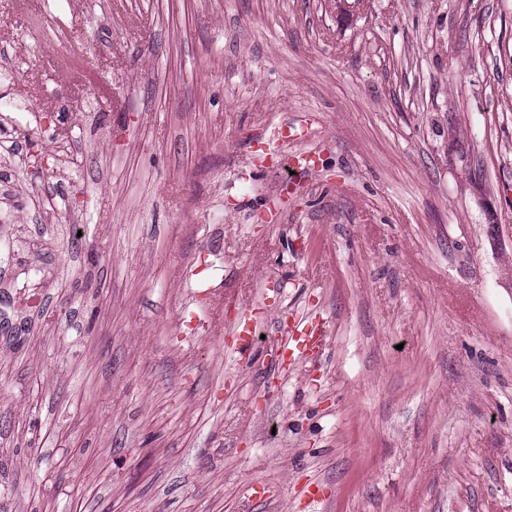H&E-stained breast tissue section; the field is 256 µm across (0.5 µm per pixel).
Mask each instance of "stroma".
I'll use <instances>...</instances> for the list:
<instances>
[{
  "instance_id": "1",
  "label": "stroma",
  "mask_w": 512,
  "mask_h": 512,
  "mask_svg": "<svg viewBox=\"0 0 512 512\" xmlns=\"http://www.w3.org/2000/svg\"><path fill=\"white\" fill-rule=\"evenodd\" d=\"M1 102L0 512H512V0H0ZM305 135L306 127L304 124L300 123L299 126H297V123H288V121H285L275 129L274 137L272 140L268 139L266 141L264 138L258 137L253 140V145L255 143L261 144L266 155L265 162L270 166H274L275 163H277L279 160L278 150L274 146L276 141L285 142L286 140H297L304 137ZM266 327L267 322L264 306H251L244 310L235 321L229 334L230 339H232V344L226 342L225 346L227 348H233L234 350L250 347L256 343ZM290 335L281 336L277 359L279 363H291L309 353H320L326 348V340L322 333H315L295 322Z\"/></svg>"
}]
</instances>
